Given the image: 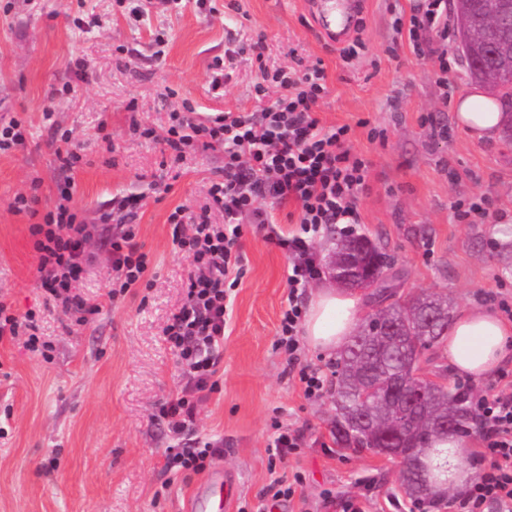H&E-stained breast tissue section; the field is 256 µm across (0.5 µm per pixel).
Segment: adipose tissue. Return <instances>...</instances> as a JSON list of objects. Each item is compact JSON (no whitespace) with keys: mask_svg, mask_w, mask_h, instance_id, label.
Here are the masks:
<instances>
[{"mask_svg":"<svg viewBox=\"0 0 512 512\" xmlns=\"http://www.w3.org/2000/svg\"><path fill=\"white\" fill-rule=\"evenodd\" d=\"M454 118L475 142L487 143L498 139L507 115L498 102L476 87L457 101ZM363 314L361 292L322 284L312 293L302 338L314 350L337 353L357 333ZM440 355L453 374L482 381L512 361V321L490 306H462L453 317Z\"/></svg>","mask_w":512,"mask_h":512,"instance_id":"obj_1","label":"adipose tissue"}]
</instances>
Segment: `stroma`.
I'll use <instances>...</instances> for the list:
<instances>
[{"mask_svg": "<svg viewBox=\"0 0 512 512\" xmlns=\"http://www.w3.org/2000/svg\"><path fill=\"white\" fill-rule=\"evenodd\" d=\"M232 2L213 13L207 0L180 9L173 0H0V117L27 130L23 146L0 152V301L20 316L40 311L52 344L46 361L23 339H0V512H186L200 477L165 471L173 440L154 418L179 386L164 329L193 273L167 217L206 202L224 151L190 150L175 163L162 138L175 112L204 123L255 111L262 68L322 65L327 93L316 116L328 128L351 125L350 145L370 163L356 231L401 272L400 295L441 294L455 309L512 307V248L493 230L512 223V143H474L455 123L456 99L475 85L456 24L436 45L448 60L443 85L436 58L418 56L392 25L411 0H369L357 19L364 46L348 60L315 35L303 0ZM258 36L260 61L238 50ZM228 55L224 85L213 88L214 64ZM62 143L77 156L73 167L55 154ZM68 190L82 221L111 235L121 230L113 208L139 196L138 242L152 259L151 287L112 299L111 264L99 253L72 284L98 308L80 325L38 287L31 235ZM480 193L492 197L493 216L458 222L452 202ZM21 194L37 201L20 212ZM240 245L245 273L220 389L200 404L195 429L224 444L218 463L237 482L234 508L258 512L272 480L267 449L287 430L302 444L278 470L303 474L302 498L277 512H332L328 493L356 497L365 512H462L458 494L413 507L398 460L336 444L330 396L305 398L276 346L292 258L247 221Z\"/></svg>", "mask_w": 512, "mask_h": 512, "instance_id": "stroma-1", "label": "stroma"}]
</instances>
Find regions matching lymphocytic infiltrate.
<instances>
[{
  "instance_id": "f902f5d3",
  "label": "lymphocytic infiltrate",
  "mask_w": 512,
  "mask_h": 512,
  "mask_svg": "<svg viewBox=\"0 0 512 512\" xmlns=\"http://www.w3.org/2000/svg\"><path fill=\"white\" fill-rule=\"evenodd\" d=\"M444 0H418L410 18L395 16V29H408L410 40L419 31L439 38L448 36V11ZM280 88L268 99L269 87ZM327 92L320 66H292L265 73L255 88L261 99L259 111L230 112L213 117L209 124H194L174 118L164 141L174 159H181L194 141L203 148L224 150V177L212 182L210 202L199 212L176 207L168 217L176 247L192 260L196 272L189 280L184 301L164 330L166 342L182 366V383L176 394L158 410L170 436L179 445L165 451L166 469L196 474L208 469L222 450L218 444L198 441L183 447L195 431L197 408L207 394L218 391L216 378L219 349L224 344L229 319V297L244 274L239 246L241 224L252 218L293 258L288 272V307L280 319L278 348L295 354L305 306L302 301L309 282L320 274L313 241L325 227L341 224L353 230L359 221L358 202L366 188L368 161L353 152L351 128H325L315 107ZM291 200L299 208L296 233L280 234L262 208L266 200ZM128 225L108 239L112 256L110 296L123 295L145 282L151 261L136 240L135 201L122 203ZM222 210L223 224L212 223V209ZM39 254L41 287L61 300L66 309L86 308L84 300L71 296V283L92 263L85 245L93 235L90 225L80 222L65 206L47 212L43 223L33 225ZM489 463L471 484L465 504L468 512H481L489 503L499 512H512V390H499L471 398Z\"/></svg>"
}]
</instances>
